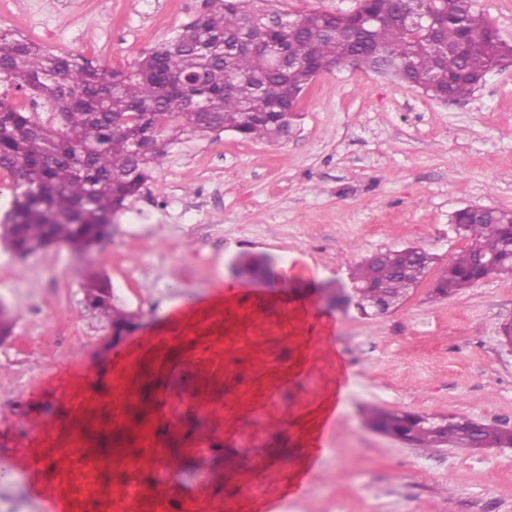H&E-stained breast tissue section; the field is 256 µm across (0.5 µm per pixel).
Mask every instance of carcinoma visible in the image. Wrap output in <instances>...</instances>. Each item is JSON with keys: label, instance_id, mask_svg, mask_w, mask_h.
Segmentation results:
<instances>
[{"label": "carcinoma", "instance_id": "carcinoma-1", "mask_svg": "<svg viewBox=\"0 0 512 512\" xmlns=\"http://www.w3.org/2000/svg\"><path fill=\"white\" fill-rule=\"evenodd\" d=\"M271 0H207L206 10L179 34L142 56L130 71L101 75L70 54H56L0 30V78L43 93L68 127L55 134L24 109L0 99V171L12 179V200L0 223V241L18 251L51 243L80 253L108 239L107 226L141 191L165 159L167 141L184 132L219 133L224 125L245 140L278 142L294 119L280 105L315 79L314 69L345 67L392 74L433 98L462 100L485 76L512 68V44L478 12L475 0H358L380 22L351 17L338 22L311 11L288 16L292 32L272 29L267 43L288 44L311 67L286 74L262 69L261 55L226 51L224 43L260 22ZM434 15L418 33L396 17L398 8ZM204 76L187 90L178 82ZM137 121L119 123L122 116ZM154 148L140 156L133 140ZM471 240L432 285L437 297L469 288L493 272L478 265L488 253L500 259L495 273L512 274V211L490 208L458 227ZM434 262L422 248L380 251L359 265L352 280L363 314L388 312L427 275ZM365 423L387 435H409L425 448L512 445V431L467 416H422L370 407Z\"/></svg>", "mask_w": 512, "mask_h": 512}]
</instances>
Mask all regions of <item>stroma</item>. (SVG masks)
Wrapping results in <instances>:
<instances>
[{
	"label": "stroma",
	"mask_w": 512,
	"mask_h": 512,
	"mask_svg": "<svg viewBox=\"0 0 512 512\" xmlns=\"http://www.w3.org/2000/svg\"><path fill=\"white\" fill-rule=\"evenodd\" d=\"M205 10L204 0H0V29L94 69L128 70ZM292 135L246 141L187 132L112 220L110 244L16 257L0 245V448L32 442L71 466L77 497L122 477L154 483L145 512H512V447L423 448L364 425L368 406L464 415L512 430V275L434 298L439 272L470 244L451 217L512 210V70L441 102L366 69L318 75ZM374 236H366L369 225ZM418 247L436 262L398 308H330L374 253ZM272 259L275 283L201 318L205 336L156 369L114 343L112 315L146 335L180 290L206 297L237 279L240 255ZM112 308L85 300L89 274ZM344 383H337V373ZM341 388L336 421L323 397ZM133 433L129 453L74 463L82 425ZM317 462L304 464L311 441ZM305 472V493L288 489ZM263 491L254 495L252 483Z\"/></svg>",
	"instance_id": "stroma-1"
}]
</instances>
